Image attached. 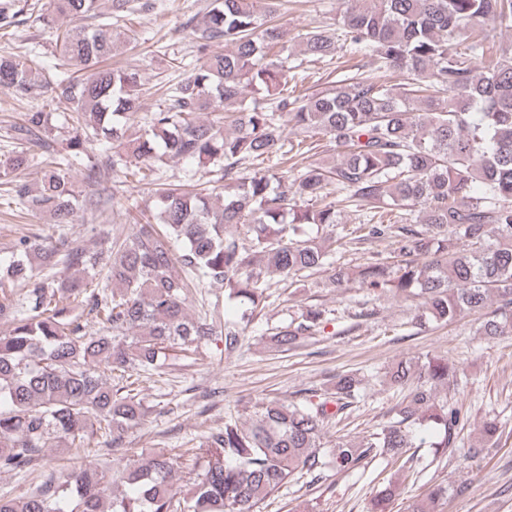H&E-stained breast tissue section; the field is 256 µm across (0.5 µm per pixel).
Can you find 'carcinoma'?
Here are the masks:
<instances>
[{"label":"carcinoma","mask_w":512,"mask_h":512,"mask_svg":"<svg viewBox=\"0 0 512 512\" xmlns=\"http://www.w3.org/2000/svg\"><path fill=\"white\" fill-rule=\"evenodd\" d=\"M0 0V28L35 14L45 25L98 19L91 29L58 36L62 57L87 70L77 78L48 69L35 50L0 55V87L22 96L52 88L68 129L66 148L49 169L29 180L34 148L49 147V113L31 110L11 127L14 148L0 162L6 196L26 211L69 224L79 210L110 223L117 186L79 198L72 170L91 173L94 142H110L112 170L156 186L157 223L114 234L98 250L57 240L16 239L12 258L0 260V470L22 471L33 456L64 440L81 447L90 437L117 443L148 411L135 384L165 365L168 351L196 352L212 340L224 358L240 353L246 330L284 284L301 288L324 270L333 287L351 283L387 288L421 300L419 320L448 323L485 314L481 334L512 335V49L494 39L512 30V0H343L336 22L299 35L310 62L341 55L370 60L340 84L300 97L284 94L295 79L288 47L275 18L280 0H210L201 25L185 27L200 41L188 75L163 89L161 104L132 132L140 111V77L110 67L114 53L137 41L122 25L136 11L112 0L103 17L98 0ZM212 43L224 51L210 53ZM212 113L211 119L200 115ZM305 135H284L283 115ZM322 135L336 148V163L301 168L288 160L316 150ZM194 165V175L173 184L162 176L167 160ZM268 162V166L256 163ZM291 181V193L281 183ZM361 208L355 241H391V260L350 268L325 239L306 232L339 223L340 209ZM405 212L409 223L389 215ZM59 258L82 276H37L26 259ZM199 284L213 289L209 315L191 317L186 302ZM83 296L96 331L70 315L68 301ZM240 305L224 319L222 298ZM326 311L317 305L272 328L286 351L316 334ZM110 371L112 382L100 374ZM389 382L406 390L393 418L358 443L327 449L328 424L345 419L360 379L336 376L317 402L254 405L251 423L228 417L195 454L196 477L174 485L185 454L166 453L114 472L96 467L50 470L29 493L0 498V512H256L258 504L295 474L321 478L334 468L351 472L388 457L415 472L413 428L431 430L430 447H455L462 408L437 396V387L462 381L442 356L399 361ZM496 416L480 426L481 447L494 444ZM450 486L437 484L409 512H438Z\"/></svg>","instance_id":"carcinoma-1"}]
</instances>
